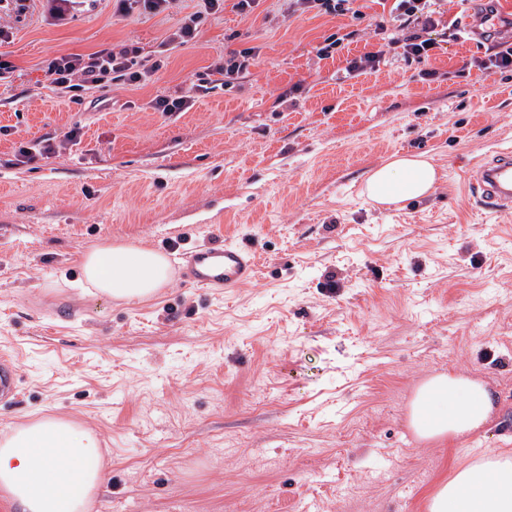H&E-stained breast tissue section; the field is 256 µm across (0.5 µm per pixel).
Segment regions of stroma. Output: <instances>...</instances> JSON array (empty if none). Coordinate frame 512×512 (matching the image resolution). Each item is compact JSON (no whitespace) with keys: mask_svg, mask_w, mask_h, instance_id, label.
Returning a JSON list of instances; mask_svg holds the SVG:
<instances>
[{"mask_svg":"<svg viewBox=\"0 0 512 512\" xmlns=\"http://www.w3.org/2000/svg\"><path fill=\"white\" fill-rule=\"evenodd\" d=\"M489 7L512 19V0H443L418 59L392 44L395 22L290 15L283 0L207 15L187 44L170 36L199 0L157 15L80 0L61 23L42 0L1 6L16 69L0 76V355L21 390L0 433L40 414L96 432L109 476L93 512H426L440 480L512 450V215L477 209L469 180L512 148V70L478 67L512 31L468 32ZM331 36L341 46L318 58ZM131 42L146 82L49 87L51 59ZM240 46L255 64L215 73ZM378 49L377 71L346 75L347 56ZM201 80L189 111L152 109ZM32 139L54 155L20 162ZM397 154L439 178L375 203L365 182ZM124 243H233L258 273L222 291L176 279L145 301L81 288L83 254ZM63 309L72 322H55ZM438 372L485 383L494 412L423 444L407 405Z\"/></svg>","mask_w":512,"mask_h":512,"instance_id":"35a3bbf8","label":"stroma"}]
</instances>
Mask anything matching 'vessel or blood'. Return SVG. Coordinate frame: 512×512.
Segmentation results:
<instances>
[{"instance_id":"1","label":"vessel or blood","mask_w":512,"mask_h":512,"mask_svg":"<svg viewBox=\"0 0 512 512\" xmlns=\"http://www.w3.org/2000/svg\"><path fill=\"white\" fill-rule=\"evenodd\" d=\"M471 186L477 205L495 214L512 212V150L495 152L478 163ZM179 278L194 288H233L254 279L257 270L253 257L242 248L223 244L203 246L174 255ZM20 380L11 359L0 358V401H15Z\"/></svg>"}]
</instances>
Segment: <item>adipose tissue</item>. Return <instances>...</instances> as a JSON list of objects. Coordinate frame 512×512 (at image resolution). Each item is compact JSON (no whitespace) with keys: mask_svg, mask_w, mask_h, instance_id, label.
Listing matches in <instances>:
<instances>
[{"mask_svg":"<svg viewBox=\"0 0 512 512\" xmlns=\"http://www.w3.org/2000/svg\"><path fill=\"white\" fill-rule=\"evenodd\" d=\"M437 172L426 159L399 156L376 168L366 193L380 204L427 195ZM85 282L116 300H145L173 276L169 258L137 245H102L82 261ZM493 411L488 390L460 373H438L416 389L409 425L425 442L481 429ZM108 479L96 435L53 415H41L0 437V500L14 512H90ZM428 512H512V453L484 456L441 481Z\"/></svg>","mask_w":512,"mask_h":512,"instance_id":"adipose-tissue-1","label":"adipose tissue"}]
</instances>
